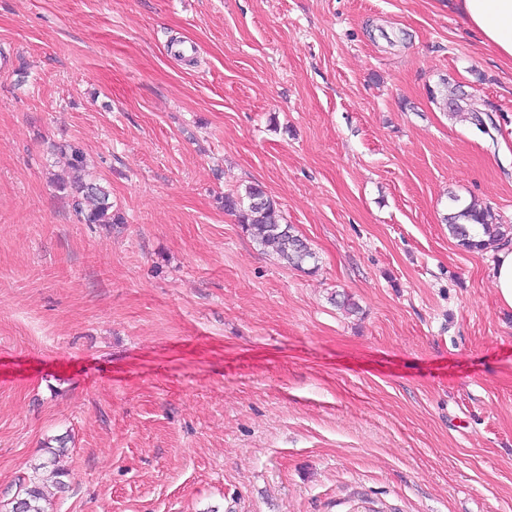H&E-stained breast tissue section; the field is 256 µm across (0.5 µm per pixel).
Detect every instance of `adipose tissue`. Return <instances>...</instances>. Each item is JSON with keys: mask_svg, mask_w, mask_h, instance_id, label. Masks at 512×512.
I'll return each mask as SVG.
<instances>
[{"mask_svg": "<svg viewBox=\"0 0 512 512\" xmlns=\"http://www.w3.org/2000/svg\"><path fill=\"white\" fill-rule=\"evenodd\" d=\"M464 17L480 43L512 62V0H449ZM494 256L493 284L502 307L512 310V234L497 238L490 247Z\"/></svg>", "mask_w": 512, "mask_h": 512, "instance_id": "obj_1", "label": "adipose tissue"}]
</instances>
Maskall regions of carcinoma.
I'll return each instance as SVG.
<instances>
[{"instance_id":"obj_1","label":"carcinoma","mask_w":512,"mask_h":512,"mask_svg":"<svg viewBox=\"0 0 512 512\" xmlns=\"http://www.w3.org/2000/svg\"><path fill=\"white\" fill-rule=\"evenodd\" d=\"M443 105L452 115L457 112L468 113L470 123L479 131H485V125L478 121L481 115L489 116L485 105L460 96L443 98ZM66 149L68 165L74 178L71 184L62 185L59 190L72 197L76 213L87 224L121 223V217L112 214L110 191L88 179L86 157L82 149L71 144ZM222 204L224 211L235 216L238 223L252 231L257 243L264 250L277 255L287 264L301 269L314 258V253L296 234L294 227L276 220V203L260 185H249L242 192L226 194ZM445 222L453 238L468 250L483 251L487 249V242L504 235L503 225L491 208L483 207L474 200L463 201L456 196L450 197V213L445 217ZM476 226L483 230L488 240L485 241L474 233ZM62 452V447H47L49 458L39 465L41 469H50L56 488L61 492L66 489L63 477L67 475L64 469L57 466V456ZM44 501L43 487L38 477L33 475L20 482L19 491L12 501V512H46Z\"/></svg>"}]
</instances>
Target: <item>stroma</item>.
I'll return each instance as SVG.
<instances>
[{"label": "stroma", "instance_id": "stroma-1", "mask_svg": "<svg viewBox=\"0 0 512 512\" xmlns=\"http://www.w3.org/2000/svg\"><path fill=\"white\" fill-rule=\"evenodd\" d=\"M452 194L512 226V65L448 0H0V512L61 437L48 512H512V310ZM465 97H450L444 96L443 105L447 109L448 113L454 115L457 112H468L470 123L479 131H485V125L482 121L476 122L479 115H484L489 119L490 128L495 129L493 118L489 114V110L485 108V104H479L478 100H473ZM465 104V106L462 105ZM65 147L68 149V165L74 178L70 185H62L59 190L72 197L76 213L82 216L86 224L121 223L122 218L112 214L110 191L87 179L89 173L82 149L71 144ZM221 202L224 211L247 226L264 250L276 254L287 264L301 269L314 258L294 227L276 220V203L260 185L246 186L244 193L225 194ZM63 443L60 442V448H53L50 446H47V453L50 455V457L40 465L39 467L35 468V474H37L38 470L40 469H46L51 468L50 473L52 474V477L55 479V485L56 488L59 489L60 492L64 491L66 489V482L62 479L67 475V472L57 466V456H60V453L63 454L64 452V446H62ZM37 470V471H36Z\"/></svg>", "mask_w": 512, "mask_h": 512}]
</instances>
